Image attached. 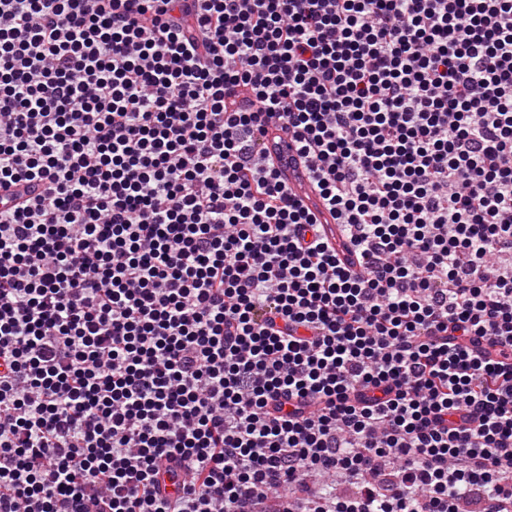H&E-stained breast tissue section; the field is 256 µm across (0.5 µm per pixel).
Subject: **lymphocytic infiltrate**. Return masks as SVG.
<instances>
[{"label": "lymphocytic infiltrate", "instance_id": "f902f5d3", "mask_svg": "<svg viewBox=\"0 0 512 512\" xmlns=\"http://www.w3.org/2000/svg\"><path fill=\"white\" fill-rule=\"evenodd\" d=\"M21 181L0 512L512 506V0H0ZM264 142L278 176L298 198L305 203L313 200L314 194L305 177L304 159L299 155L293 131L280 123L270 124Z\"/></svg>", "mask_w": 512, "mask_h": 512}]
</instances>
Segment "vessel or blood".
Listing matches in <instances>:
<instances>
[{
    "mask_svg": "<svg viewBox=\"0 0 512 512\" xmlns=\"http://www.w3.org/2000/svg\"><path fill=\"white\" fill-rule=\"evenodd\" d=\"M264 142L281 182L302 201L311 202L314 194L305 177V163L296 149L292 130L286 129L280 123L268 125ZM41 190L42 185L39 182H20L9 191L0 192V202L10 207L40 193Z\"/></svg>",
    "mask_w": 512,
    "mask_h": 512,
    "instance_id": "vessel-or-blood-1",
    "label": "vessel or blood"
}]
</instances>
